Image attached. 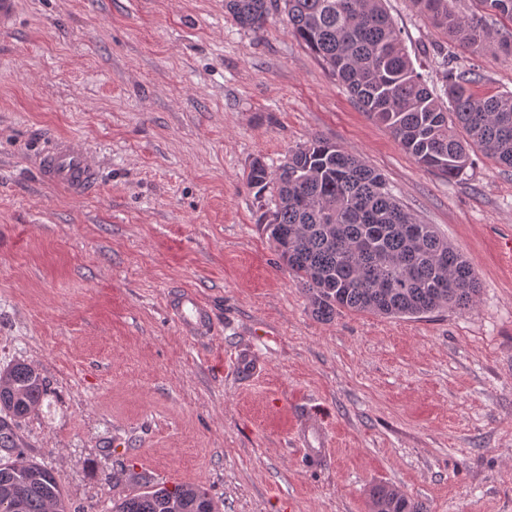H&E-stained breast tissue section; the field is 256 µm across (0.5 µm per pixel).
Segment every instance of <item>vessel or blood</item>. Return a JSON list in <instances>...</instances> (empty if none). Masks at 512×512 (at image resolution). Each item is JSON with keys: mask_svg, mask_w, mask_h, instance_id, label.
<instances>
[{"mask_svg": "<svg viewBox=\"0 0 512 512\" xmlns=\"http://www.w3.org/2000/svg\"><path fill=\"white\" fill-rule=\"evenodd\" d=\"M41 167L44 180L64 186L72 195L83 196L94 185L97 162L89 151L59 138L45 147ZM173 315L188 333L205 330L210 322L208 308L187 293L174 303Z\"/></svg>", "mask_w": 512, "mask_h": 512, "instance_id": "vessel-or-blood-1", "label": "vessel or blood"}]
</instances>
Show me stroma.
<instances>
[{
  "mask_svg": "<svg viewBox=\"0 0 512 512\" xmlns=\"http://www.w3.org/2000/svg\"><path fill=\"white\" fill-rule=\"evenodd\" d=\"M0 33V366L47 382L20 427L71 512L144 483L195 484L216 512H369L387 485L426 512H512V170L482 153L448 180L359 108L282 18L224 0H19ZM419 72L439 52L512 93V22L470 53L386 0ZM65 137L92 151L77 198L42 181ZM321 137L381 173L476 271L473 310L317 317L248 184ZM210 308L186 334L167 300ZM320 449L309 457L307 449Z\"/></svg>",
  "mask_w": 512,
  "mask_h": 512,
  "instance_id": "35a3bbf8",
  "label": "stroma"
}]
</instances>
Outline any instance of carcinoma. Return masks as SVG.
I'll return each mask as SVG.
<instances>
[{
    "mask_svg": "<svg viewBox=\"0 0 512 512\" xmlns=\"http://www.w3.org/2000/svg\"><path fill=\"white\" fill-rule=\"evenodd\" d=\"M435 27L473 52L490 47L481 20L457 0H412ZM512 22V0H479ZM244 28L285 15L288 30L317 55L366 114L422 167L453 179L479 151L512 169V93L479 94L478 80L443 60L442 87L428 86L383 0H225ZM249 184L267 197L261 223L315 315L340 310L414 318L468 311L480 294L470 263L431 224L396 200L361 156L321 137L292 150L275 170L256 158ZM46 392L30 364L0 368V512H70L54 474L26 457L18 429ZM371 512H425L386 486L369 491ZM112 512H215L206 490L145 486L112 499Z\"/></svg>",
    "mask_w": 512,
    "mask_h": 512,
    "instance_id": "1",
    "label": "carcinoma"
}]
</instances>
